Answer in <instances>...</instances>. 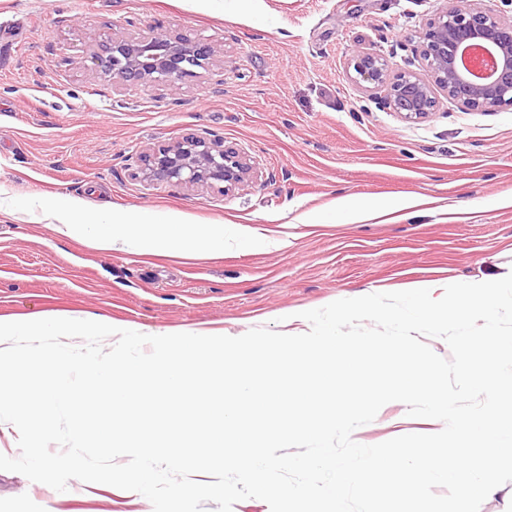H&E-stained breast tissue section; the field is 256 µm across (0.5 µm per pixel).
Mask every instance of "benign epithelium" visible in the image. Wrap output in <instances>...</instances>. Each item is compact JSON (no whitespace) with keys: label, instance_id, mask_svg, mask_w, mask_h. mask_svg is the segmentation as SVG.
<instances>
[{"label":"benign epithelium","instance_id":"1","mask_svg":"<svg viewBox=\"0 0 512 512\" xmlns=\"http://www.w3.org/2000/svg\"><path fill=\"white\" fill-rule=\"evenodd\" d=\"M448 2L421 33L428 78L409 70L392 72L379 53L358 51L351 58L356 82L383 91L385 103L406 121L431 114L428 105L438 104L437 89L469 112L512 107V16L479 6L481 0ZM217 56L218 48L204 38L160 29L137 37L109 34L92 49L90 61L114 84L162 88L179 96L187 81L216 64ZM132 176L227 193L250 186L257 173L235 146L188 134L142 154Z\"/></svg>","mask_w":512,"mask_h":512}]
</instances>
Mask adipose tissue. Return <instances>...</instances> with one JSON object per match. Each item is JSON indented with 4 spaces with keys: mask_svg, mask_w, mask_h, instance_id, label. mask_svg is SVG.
Listing matches in <instances>:
<instances>
[{
    "mask_svg": "<svg viewBox=\"0 0 512 512\" xmlns=\"http://www.w3.org/2000/svg\"><path fill=\"white\" fill-rule=\"evenodd\" d=\"M416 198L399 201L360 202L340 199L336 213L346 224L375 219L401 210L419 206ZM44 210L55 213L64 227L109 246L115 241L134 243L144 249L164 248L176 254L189 248L213 253L224 249V232L218 228L193 229L177 223L171 216L142 209L99 210L80 214L77 203L58 198L43 202Z\"/></svg>",
    "mask_w": 512,
    "mask_h": 512,
    "instance_id": "ef3b65f1",
    "label": "adipose tissue"
}]
</instances>
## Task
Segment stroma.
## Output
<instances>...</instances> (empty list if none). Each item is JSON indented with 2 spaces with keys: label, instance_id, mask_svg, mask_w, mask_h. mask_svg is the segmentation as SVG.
<instances>
[{
  "label": "stroma",
  "instance_id": "obj_1",
  "mask_svg": "<svg viewBox=\"0 0 512 512\" xmlns=\"http://www.w3.org/2000/svg\"><path fill=\"white\" fill-rule=\"evenodd\" d=\"M448 0H0V317L94 313L145 335L238 337L310 328L333 301L478 280L512 264V108L440 100L418 122L371 98L356 48L421 71L418 33ZM114 31L182 29L222 48L182 95L116 86L89 53ZM195 133L235 145L259 176L227 194L141 181L139 155ZM88 210L174 213L196 228H250L224 253L105 248L48 226L37 197ZM433 199L412 218L344 224L343 197ZM385 404L352 435L374 445L442 430ZM0 512H153L139 493L70 480L66 491L0 470Z\"/></svg>",
  "mask_w": 512,
  "mask_h": 512
}]
</instances>
